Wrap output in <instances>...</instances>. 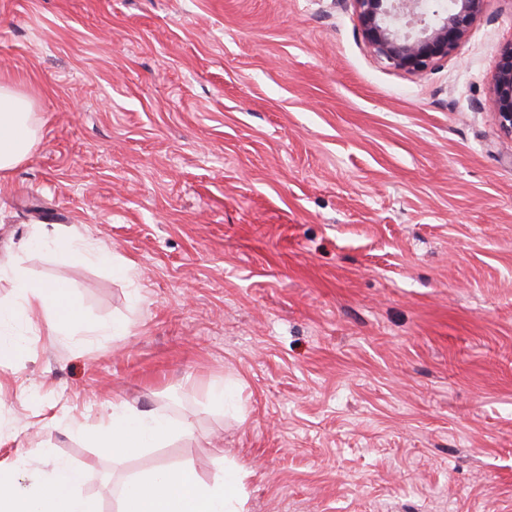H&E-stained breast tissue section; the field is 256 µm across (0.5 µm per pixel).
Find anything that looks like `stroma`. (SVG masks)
<instances>
[{
    "label": "stroma",
    "mask_w": 512,
    "mask_h": 512,
    "mask_svg": "<svg viewBox=\"0 0 512 512\" xmlns=\"http://www.w3.org/2000/svg\"><path fill=\"white\" fill-rule=\"evenodd\" d=\"M512 0L410 74L352 0H0V79L33 104L0 180V264L75 287L0 366V462L123 483L225 460L250 512H512V140L494 77ZM88 238L135 264L23 250ZM235 381L244 416L213 407ZM129 403L193 425L120 462L84 432Z\"/></svg>",
    "instance_id": "35a3bbf8"
}]
</instances>
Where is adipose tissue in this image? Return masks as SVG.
Instances as JSON below:
<instances>
[{"label": "adipose tissue", "mask_w": 512, "mask_h": 512, "mask_svg": "<svg viewBox=\"0 0 512 512\" xmlns=\"http://www.w3.org/2000/svg\"><path fill=\"white\" fill-rule=\"evenodd\" d=\"M31 103L8 82H0V175L23 162L33 145ZM28 248H53L61 254L84 261H109L120 274L130 273L133 264L123 258H106L95 245L66 237L35 236ZM13 282L18 299L0 303V365H5L24 343V327L32 315L45 316L55 332L105 333L120 335L123 324L86 323L71 286L60 282L35 283L18 266H0V278ZM193 433L186 420H173L155 411L139 410L125 404L112 407L110 422L92 433L96 447L124 460L146 448H157L170 438ZM28 465L26 458L0 463V512H98L94 502L81 492L83 469L63 459L54 460L49 471L35 476L31 487L18 484ZM251 473L230 462L214 483L199 480L192 465L177 469L160 468L124 483L118 512H249L246 491Z\"/></svg>", "instance_id": "adipose-tissue-1"}]
</instances>
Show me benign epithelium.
Instances as JSON below:
<instances>
[{
  "label": "benign epithelium",
  "mask_w": 512,
  "mask_h": 512,
  "mask_svg": "<svg viewBox=\"0 0 512 512\" xmlns=\"http://www.w3.org/2000/svg\"><path fill=\"white\" fill-rule=\"evenodd\" d=\"M373 54L390 67L419 73L453 54L479 17L483 0H448L432 14L428 0H353ZM496 120L512 138V46L502 53L494 79Z\"/></svg>",
  "instance_id": "obj_1"
}]
</instances>
